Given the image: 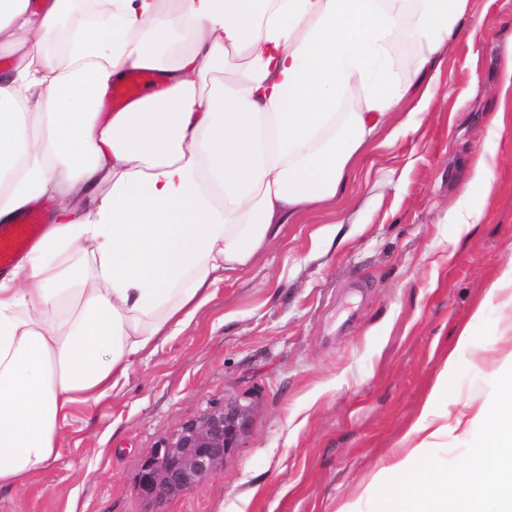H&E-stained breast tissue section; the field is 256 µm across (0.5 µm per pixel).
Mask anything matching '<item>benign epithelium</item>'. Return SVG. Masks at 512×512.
<instances>
[{"instance_id":"obj_1","label":"benign epithelium","mask_w":512,"mask_h":512,"mask_svg":"<svg viewBox=\"0 0 512 512\" xmlns=\"http://www.w3.org/2000/svg\"><path fill=\"white\" fill-rule=\"evenodd\" d=\"M255 411L253 398L230 397L183 423L141 462L137 479L141 498L154 512H164L168 502L193 491L242 446L251 433Z\"/></svg>"}]
</instances>
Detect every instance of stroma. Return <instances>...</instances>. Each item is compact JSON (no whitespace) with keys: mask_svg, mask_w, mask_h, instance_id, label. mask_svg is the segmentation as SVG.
Segmentation results:
<instances>
[{"mask_svg":"<svg viewBox=\"0 0 512 512\" xmlns=\"http://www.w3.org/2000/svg\"><path fill=\"white\" fill-rule=\"evenodd\" d=\"M466 27L444 44L428 111L403 107L353 166L340 203L283 225L177 336L141 353L98 403L76 404L61 457L25 488L0 489V512H147L142 460L182 423L234 395L258 402L233 457L167 512H379L373 475L401 456L400 438L467 321L512 259V93L500 52L512 41V0H469ZM509 123L497 129L495 112ZM494 149L493 189L472 182ZM481 221L458 236L459 198ZM469 345L456 348L450 400L493 407L497 328L512 308L493 301ZM432 470L479 467L470 437L427 452Z\"/></svg>","mask_w":512,"mask_h":512,"instance_id":"35a3bbf8","label":"stroma"}]
</instances>
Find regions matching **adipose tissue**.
Wrapping results in <instances>:
<instances>
[{
	"label": "adipose tissue",
	"mask_w": 512,
	"mask_h": 512,
	"mask_svg": "<svg viewBox=\"0 0 512 512\" xmlns=\"http://www.w3.org/2000/svg\"><path fill=\"white\" fill-rule=\"evenodd\" d=\"M176 2L113 0L56 55L46 44L73 0H0V51L17 58L0 72V219L54 202L48 230L0 277V489L59 460L69 408L100 401L185 328L215 273L232 276L283 225L341 197L402 104L429 107L469 0ZM401 32L416 48L397 66ZM230 57L243 62L234 85L202 90ZM130 70L158 72L162 90L101 113ZM356 94L362 106L339 111ZM453 365L404 433L406 455L370 482L391 485L382 512H512V352L489 412L450 408ZM477 424L481 471L414 478L428 448Z\"/></svg>",
	"instance_id": "ef3b65f1"
}]
</instances>
